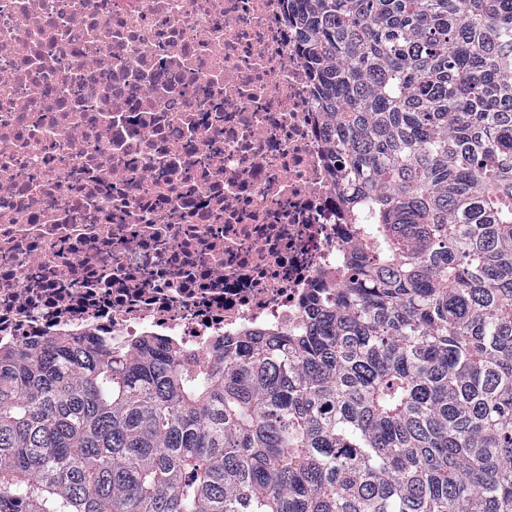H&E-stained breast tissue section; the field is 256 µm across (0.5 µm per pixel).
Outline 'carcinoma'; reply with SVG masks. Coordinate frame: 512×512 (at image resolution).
<instances>
[{
  "label": "carcinoma",
  "instance_id": "1",
  "mask_svg": "<svg viewBox=\"0 0 512 512\" xmlns=\"http://www.w3.org/2000/svg\"><path fill=\"white\" fill-rule=\"evenodd\" d=\"M353 242L293 333L0 352V512H512V0H288Z\"/></svg>",
  "mask_w": 512,
  "mask_h": 512
}]
</instances>
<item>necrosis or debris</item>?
Instances as JSON below:
<instances>
[{"label": "necrosis or debris", "instance_id": "necrosis-or-debris-1", "mask_svg": "<svg viewBox=\"0 0 512 512\" xmlns=\"http://www.w3.org/2000/svg\"><path fill=\"white\" fill-rule=\"evenodd\" d=\"M324 138L287 0H0V346L299 327Z\"/></svg>", "mask_w": 512, "mask_h": 512}]
</instances>
